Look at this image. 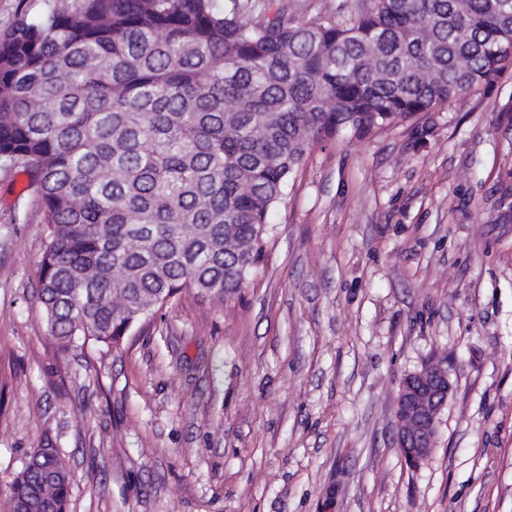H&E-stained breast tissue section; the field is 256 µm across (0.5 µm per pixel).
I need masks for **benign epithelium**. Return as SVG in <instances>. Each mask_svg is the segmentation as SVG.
<instances>
[{
	"label": "benign epithelium",
	"mask_w": 512,
	"mask_h": 512,
	"mask_svg": "<svg viewBox=\"0 0 512 512\" xmlns=\"http://www.w3.org/2000/svg\"><path fill=\"white\" fill-rule=\"evenodd\" d=\"M451 389L448 367L441 362L431 363L402 381L395 411L396 444L410 464H419L431 453L439 416Z\"/></svg>",
	"instance_id": "benign-epithelium-1"
}]
</instances>
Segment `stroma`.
Instances as JSON below:
<instances>
[{
    "mask_svg": "<svg viewBox=\"0 0 512 512\" xmlns=\"http://www.w3.org/2000/svg\"><path fill=\"white\" fill-rule=\"evenodd\" d=\"M27 185L0 161V503L50 442L68 512H512V71L316 146L247 288L183 290L108 351L48 335ZM434 360L452 390L413 466L394 411Z\"/></svg>",
    "mask_w": 512,
    "mask_h": 512,
    "instance_id": "35a3bbf8",
    "label": "stroma"
}]
</instances>
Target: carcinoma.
Returning <instances> with one entry per match:
<instances>
[{
	"label": "carcinoma",
	"instance_id": "carcinoma-1",
	"mask_svg": "<svg viewBox=\"0 0 512 512\" xmlns=\"http://www.w3.org/2000/svg\"><path fill=\"white\" fill-rule=\"evenodd\" d=\"M512 0H368L304 22L256 0H44L0 37V160L35 193L39 299L62 352L118 347L181 291L260 271L270 210L318 144L443 109L512 67ZM37 448L8 512H68Z\"/></svg>",
	"mask_w": 512,
	"mask_h": 512
}]
</instances>
